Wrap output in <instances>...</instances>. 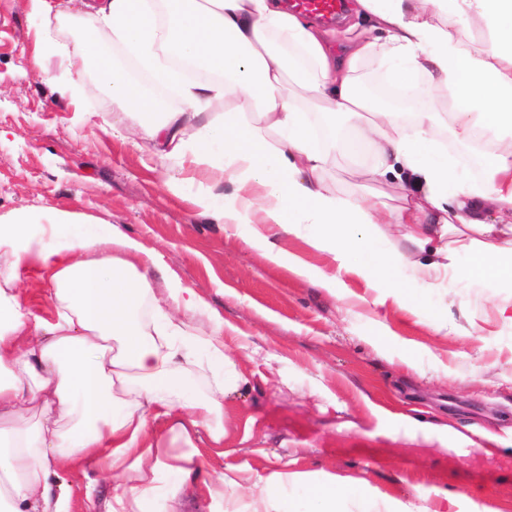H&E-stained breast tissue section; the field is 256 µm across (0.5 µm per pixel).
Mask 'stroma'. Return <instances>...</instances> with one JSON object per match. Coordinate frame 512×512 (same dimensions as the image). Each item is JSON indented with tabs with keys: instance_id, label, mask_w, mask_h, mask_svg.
Wrapping results in <instances>:
<instances>
[{
	"instance_id": "1",
	"label": "stroma",
	"mask_w": 512,
	"mask_h": 512,
	"mask_svg": "<svg viewBox=\"0 0 512 512\" xmlns=\"http://www.w3.org/2000/svg\"><path fill=\"white\" fill-rule=\"evenodd\" d=\"M58 3L47 25L81 56L73 22L92 20L75 0ZM43 25L31 0H0V214L53 208L119 226L220 314L224 353L248 378L224 395L222 444L204 430L175 441L154 423L164 453L198 450L205 467L185 482L165 475L175 500L151 501L146 512H211L206 484L231 469L254 480L275 469L351 476L438 512H512V322L499 313L512 290L454 278L433 287L408 269L401 278L419 303L402 309L376 305L358 277L343 276L339 298L271 265L195 203L231 184L190 158L155 155L147 117L120 113L94 66L73 78L48 55L40 76L33 55ZM86 111L94 123L82 122ZM402 414L502 443L488 454L454 436L412 439ZM86 474L60 475L72 512H109L112 480L89 499Z\"/></svg>"
}]
</instances>
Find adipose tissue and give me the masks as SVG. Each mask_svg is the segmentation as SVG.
<instances>
[{
	"mask_svg": "<svg viewBox=\"0 0 512 512\" xmlns=\"http://www.w3.org/2000/svg\"><path fill=\"white\" fill-rule=\"evenodd\" d=\"M384 46L368 40L331 60L313 24L281 0H84L93 25L82 58L42 29L33 63L67 57L69 73L93 62L102 93L138 113L160 115L147 134L157 155L192 152L233 187L198 206L215 223L247 228L246 244L266 261L336 292L353 274L378 291V303L413 301L396 281L410 258L380 252L382 224L438 273L512 288V221L487 223L488 207L512 213V0H357ZM481 18L490 41L468 45L466 23ZM120 46L157 82L174 87L183 106L118 71L108 54ZM374 57L391 81L421 77L425 103L410 121L371 106L359 92L360 59ZM207 72L185 79L187 67ZM446 97L447 112L432 101ZM225 106L223 119L212 108ZM345 114L350 134L319 140L313 117ZM449 121L462 143L487 137L482 184L469 182L438 150L432 132ZM344 149L353 165L356 199L338 196L327 173ZM416 186L388 207L376 192L388 175ZM48 235L29 236L32 217L0 215V512H71L70 494L54 479L93 461L116 481L110 512H143L161 490L160 475L190 476L199 454L164 455L149 423L170 420L173 436L205 428L224 440V380L196 397L180 375L206 352L224 367V320L194 291L153 273V255L117 226L76 212L44 215ZM293 236L330 256L332 271L304 263L280 237ZM32 269L49 283L53 320H30L16 284ZM209 326H191L189 317ZM134 470H126L127 459ZM303 490L304 512H338L335 478L271 471L251 512H289L277 493Z\"/></svg>",
	"mask_w": 512,
	"mask_h": 512,
	"instance_id": "1",
	"label": "adipose tissue"
}]
</instances>
